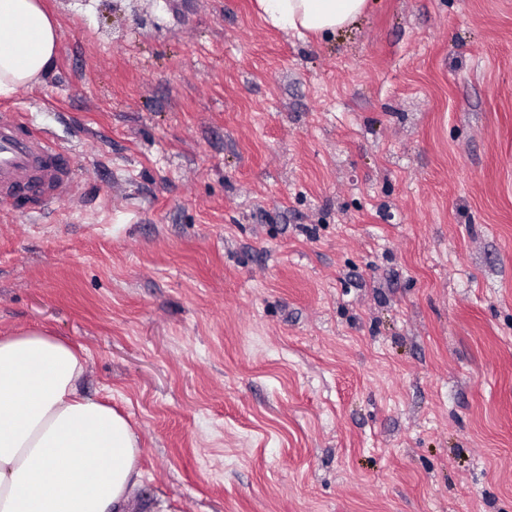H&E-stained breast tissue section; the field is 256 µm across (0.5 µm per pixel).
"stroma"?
Segmentation results:
<instances>
[{
  "label": "stroma",
  "instance_id": "35a3bbf8",
  "mask_svg": "<svg viewBox=\"0 0 512 512\" xmlns=\"http://www.w3.org/2000/svg\"><path fill=\"white\" fill-rule=\"evenodd\" d=\"M0 96L76 202L0 214V334L83 349L129 512H512V0H44ZM0 19V96H9L48 73L58 53V30L42 0H0ZM368 0H256L260 16L273 25L304 38H321L353 24L365 12Z\"/></svg>",
  "mask_w": 512,
  "mask_h": 512
}]
</instances>
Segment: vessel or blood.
<instances>
[{
	"instance_id": "obj_1",
	"label": "vessel or blood",
	"mask_w": 512,
	"mask_h": 512,
	"mask_svg": "<svg viewBox=\"0 0 512 512\" xmlns=\"http://www.w3.org/2000/svg\"><path fill=\"white\" fill-rule=\"evenodd\" d=\"M64 146L34 128L21 113L0 109V203L11 204L25 193L33 210H40L76 183Z\"/></svg>"
}]
</instances>
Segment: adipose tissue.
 <instances>
[{
    "label": "adipose tissue",
    "instance_id": "adipose-tissue-1",
    "mask_svg": "<svg viewBox=\"0 0 512 512\" xmlns=\"http://www.w3.org/2000/svg\"><path fill=\"white\" fill-rule=\"evenodd\" d=\"M266 21L329 37L367 0H256ZM58 53L42 0H0V96L40 83ZM85 359L41 330L0 336V512H127L142 476L129 421L80 389Z\"/></svg>",
    "mask_w": 512,
    "mask_h": 512
}]
</instances>
